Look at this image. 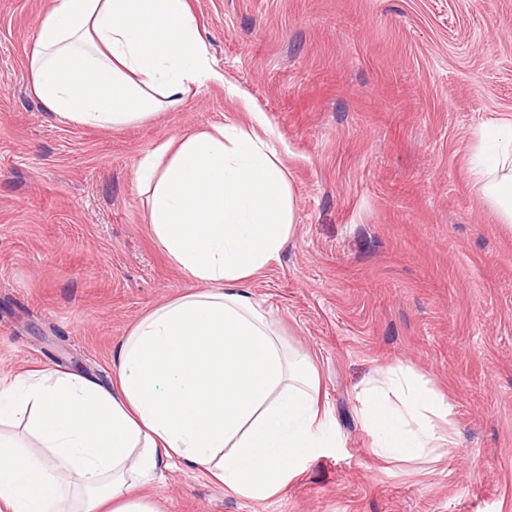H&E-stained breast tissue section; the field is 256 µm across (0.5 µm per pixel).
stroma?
Returning a JSON list of instances; mask_svg holds the SVG:
<instances>
[{
  "instance_id": "stroma-1",
  "label": "stroma",
  "mask_w": 512,
  "mask_h": 512,
  "mask_svg": "<svg viewBox=\"0 0 512 512\" xmlns=\"http://www.w3.org/2000/svg\"><path fill=\"white\" fill-rule=\"evenodd\" d=\"M51 0H0V379L110 383L132 324L198 283L146 222L135 163L262 115L295 226L249 290L318 372L335 447L276 495L159 466L162 512H512V229L469 175L512 118V0H188L223 83L102 130L51 115L26 57ZM391 366L443 393L457 448L385 463L359 397Z\"/></svg>"
}]
</instances>
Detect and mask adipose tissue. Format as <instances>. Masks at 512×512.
Masks as SVG:
<instances>
[{"label": "adipose tissue", "instance_id": "1", "mask_svg": "<svg viewBox=\"0 0 512 512\" xmlns=\"http://www.w3.org/2000/svg\"><path fill=\"white\" fill-rule=\"evenodd\" d=\"M37 31L35 96L85 126L148 119L180 105L192 85L224 79L188 0H55ZM495 130V156L472 178L511 225L512 120ZM134 174L155 238L210 288L144 315L110 386L42 370L0 381V426L23 418L36 443L31 451L0 433V512H159L139 489L172 461L264 499L329 445L309 365L287 355L246 288L295 222L275 149L255 130L220 125L145 153ZM360 412L378 457L433 461L456 445L448 401L395 368L378 371Z\"/></svg>", "mask_w": 512, "mask_h": 512}]
</instances>
